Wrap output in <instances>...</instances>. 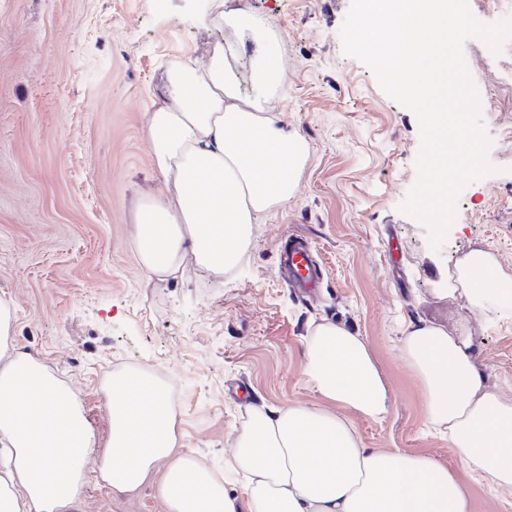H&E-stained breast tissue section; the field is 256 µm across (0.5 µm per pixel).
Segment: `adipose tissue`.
<instances>
[{
  "instance_id": "obj_1",
  "label": "adipose tissue",
  "mask_w": 512,
  "mask_h": 512,
  "mask_svg": "<svg viewBox=\"0 0 512 512\" xmlns=\"http://www.w3.org/2000/svg\"><path fill=\"white\" fill-rule=\"evenodd\" d=\"M238 33L202 65L167 75L165 103L147 114L152 163L166 190L136 207L132 244L146 279L174 281L187 266L221 275L246 254L253 226L287 204L307 156L303 137L270 103L285 81L275 33L244 10L220 17ZM252 57L242 92L229 56ZM449 292L473 310L512 312V281L482 253L459 264ZM15 314L0 298V512H84L87 465L113 491L133 493L162 470L166 512H472L471 480L483 475L512 507V399L488 388L469 346L424 320L400 338L429 428L461 463L363 447L351 414L389 408L384 375L362 336L328 319L310 321L304 374L326 407L254 406L224 457L223 473L176 451L175 408L149 373L113 375L105 389V447L79 396L42 360L13 342ZM243 475V494L228 477Z\"/></svg>"
}]
</instances>
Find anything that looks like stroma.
<instances>
[{
	"mask_svg": "<svg viewBox=\"0 0 512 512\" xmlns=\"http://www.w3.org/2000/svg\"><path fill=\"white\" fill-rule=\"evenodd\" d=\"M350 0H0V298L14 344L75 391L99 438L113 372L175 378L177 450L224 467L249 406L322 405L303 374L310 320L362 336L385 375L389 411L354 417L364 447L459 468L425 424L422 390L398 339L423 319L467 340L487 385L512 396V313L475 312L445 293L459 263L493 254L512 279V47L476 38L464 58L492 173L460 192L444 243L399 206L417 180L418 119L345 55ZM245 9L277 35L286 81L276 115L309 148L288 204L262 217L237 272L146 281L130 243L138 200L160 195L146 114L168 69L205 62ZM306 239L323 280L290 288L289 236ZM159 476L120 494L88 474L86 512H165Z\"/></svg>",
	"mask_w": 512,
	"mask_h": 512,
	"instance_id": "35a3bbf8",
	"label": "stroma"
}]
</instances>
